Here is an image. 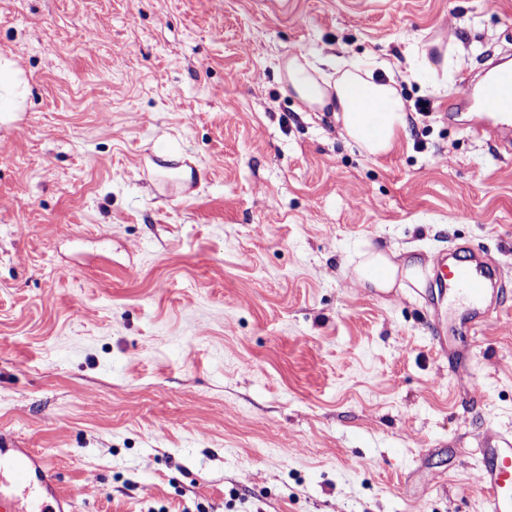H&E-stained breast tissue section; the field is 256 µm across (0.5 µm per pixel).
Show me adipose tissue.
I'll return each instance as SVG.
<instances>
[{
    "label": "adipose tissue",
    "mask_w": 512,
    "mask_h": 512,
    "mask_svg": "<svg viewBox=\"0 0 512 512\" xmlns=\"http://www.w3.org/2000/svg\"><path fill=\"white\" fill-rule=\"evenodd\" d=\"M377 62L344 63L326 72L308 55H293L280 69L284 81L304 112H334L346 136L366 155L388 153L408 127L407 115L394 81L375 78ZM364 263L372 268L368 284L381 291L422 287V263L410 258L395 263L384 252H367Z\"/></svg>",
    "instance_id": "ef3b65f1"
}]
</instances>
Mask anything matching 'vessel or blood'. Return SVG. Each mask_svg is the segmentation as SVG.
<instances>
[{
  "instance_id": "1",
  "label": "vessel or blood",
  "mask_w": 512,
  "mask_h": 512,
  "mask_svg": "<svg viewBox=\"0 0 512 512\" xmlns=\"http://www.w3.org/2000/svg\"><path fill=\"white\" fill-rule=\"evenodd\" d=\"M486 111L498 114L500 122L478 123L471 132L494 136L512 150V69H504L481 89ZM494 274L491 261H438L436 275L449 301H464L480 310L487 298V285ZM480 492L484 512H512V432L493 431L480 447ZM71 497L60 489L50 462L32 449L21 447L0 435V512H73Z\"/></svg>"
}]
</instances>
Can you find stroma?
Returning a JSON list of instances; mask_svg holds the SVG:
<instances>
[{"label":"stroma","instance_id":"1","mask_svg":"<svg viewBox=\"0 0 512 512\" xmlns=\"http://www.w3.org/2000/svg\"><path fill=\"white\" fill-rule=\"evenodd\" d=\"M433 41L481 69L512 0H0L26 88L0 120V434L75 512H484L478 436L512 430V153L452 113L464 71L414 77ZM299 53L387 63L406 135L372 158L300 111ZM173 144L185 190L149 165ZM409 247L499 268L482 325L436 278L359 283L363 252Z\"/></svg>","mask_w":512,"mask_h":512}]
</instances>
